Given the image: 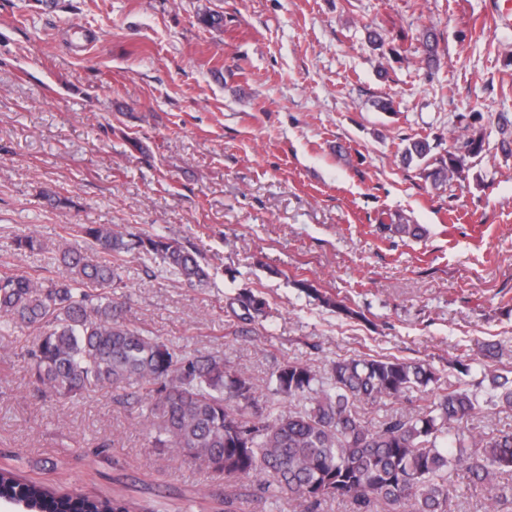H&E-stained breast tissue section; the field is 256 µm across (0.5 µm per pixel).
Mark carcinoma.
<instances>
[{
  "label": "carcinoma",
  "mask_w": 512,
  "mask_h": 512,
  "mask_svg": "<svg viewBox=\"0 0 512 512\" xmlns=\"http://www.w3.org/2000/svg\"><path fill=\"white\" fill-rule=\"evenodd\" d=\"M485 136H467L463 152L431 156L425 139H413L403 160L415 162L424 178L445 186L462 175L466 159L484 151ZM84 250L65 246L59 272L49 278L0 274V332H37L24 359L36 383L64 396L110 388L144 406L157 448H172L226 474L270 477V496H288L303 512L327 498L352 501L371 512L382 500L394 512H447L454 476L465 468L474 484L496 504L512 496L497 478L512 471V434L468 439L454 431L482 410L473 393L445 387L418 409L386 419L379 427L353 408L439 381L433 369L398 358L361 356L332 364L330 381L311 366L288 362L275 372L274 394L310 399L311 406L285 412L261 406L252 382L219 355L185 354L118 319L112 285L120 280L116 257L132 253L157 263L190 286L204 288L212 273L179 241L140 234L126 239L105 224H81ZM15 250L33 252L42 241L27 233ZM237 301L248 316L265 314L267 301L244 288ZM138 386L139 395L125 392ZM487 402L512 407V384L491 375ZM471 448L463 454L456 449ZM0 501L24 503L30 512H134L133 502L54 488L0 471Z\"/></svg>",
  "instance_id": "1"
}]
</instances>
